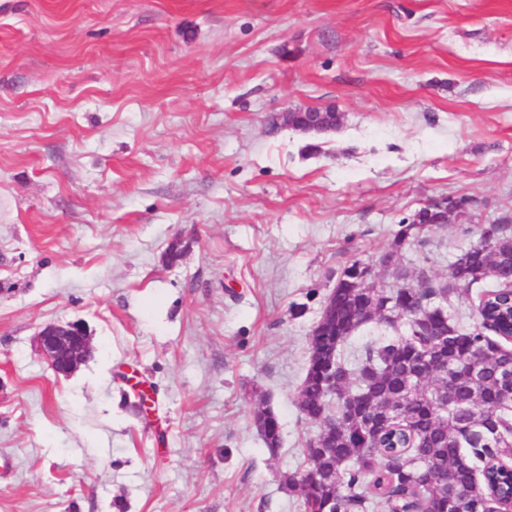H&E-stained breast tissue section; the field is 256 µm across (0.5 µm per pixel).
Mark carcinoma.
<instances>
[{
  "instance_id": "obj_1",
  "label": "carcinoma",
  "mask_w": 512,
  "mask_h": 512,
  "mask_svg": "<svg viewBox=\"0 0 512 512\" xmlns=\"http://www.w3.org/2000/svg\"><path fill=\"white\" fill-rule=\"evenodd\" d=\"M422 224H403L395 248L381 255L399 265L398 248ZM512 275V226L490 224L476 246L451 264L448 281L428 276L418 288H385L373 281L353 288L343 271L326 314L335 327L310 339V357L297 406L315 421L336 411V428L306 441L305 468L283 475L299 494L302 512H496L512 488V406L494 404L501 368L512 364V303L503 284ZM491 277L478 292L476 314L489 322L467 327L448 314L454 296ZM422 305L425 324L395 340L369 344L350 358L344 347L366 323L395 326L405 300ZM448 352V370L419 367L427 349ZM454 403L440 409L441 399ZM266 447L277 451L280 426L269 410L256 414Z\"/></svg>"
}]
</instances>
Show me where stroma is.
<instances>
[{
	"instance_id": "stroma-1",
	"label": "stroma",
	"mask_w": 512,
	"mask_h": 512,
	"mask_svg": "<svg viewBox=\"0 0 512 512\" xmlns=\"http://www.w3.org/2000/svg\"><path fill=\"white\" fill-rule=\"evenodd\" d=\"M447 199L438 279L512 220V0H0V512H301L322 304ZM299 112H282L281 119L285 125L293 126L304 133H328L336 132L340 127V118L333 110H318L312 119L298 124ZM36 348L56 373L74 371L91 352V334L80 321L47 324L36 333ZM255 419L266 447L272 452L277 451L281 444V433L275 415L269 410H262L256 414Z\"/></svg>"
}]
</instances>
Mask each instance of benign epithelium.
<instances>
[{
    "mask_svg": "<svg viewBox=\"0 0 512 512\" xmlns=\"http://www.w3.org/2000/svg\"><path fill=\"white\" fill-rule=\"evenodd\" d=\"M300 113L283 112L284 124L293 126L304 133L335 132L340 127V118L333 110H320L306 122L298 123ZM415 224L448 223V203H433L423 207L413 219ZM36 348L48 361L51 368L61 374H68L78 368L91 352V334L80 321L62 324H47L36 333Z\"/></svg>",
    "mask_w": 512,
    "mask_h": 512,
    "instance_id": "benign-epithelium-1",
    "label": "benign epithelium"
}]
</instances>
